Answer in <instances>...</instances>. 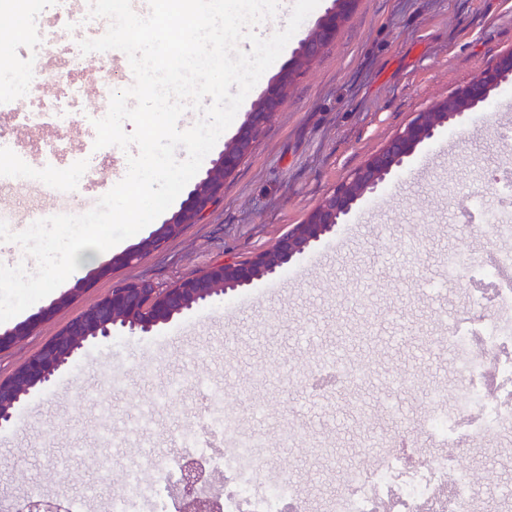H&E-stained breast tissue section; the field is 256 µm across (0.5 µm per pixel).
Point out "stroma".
<instances>
[{
  "label": "stroma",
  "instance_id": "stroma-1",
  "mask_svg": "<svg viewBox=\"0 0 512 512\" xmlns=\"http://www.w3.org/2000/svg\"><path fill=\"white\" fill-rule=\"evenodd\" d=\"M27 4L28 29L18 36L10 10H0L9 59L0 66V96L7 98L0 138L11 136L14 113L89 80L75 57L56 49L78 45L83 35L56 23L59 0ZM328 5L320 0L303 21L203 168ZM508 50L512 0H359L201 221L160 251L116 268L51 319L36 316L88 270L0 322L2 332L37 321L29 336L0 351V378L114 285L148 280L168 288L216 261H245L271 248L418 112ZM494 171L512 172V129L497 126L490 105L424 144L278 276L184 311L151 335H115L84 350L50 389L23 402L12 428L0 431V512H15L36 486L74 503L91 487L100 507L121 491L126 471L152 480L154 464L181 453V433L201 421L217 392L230 408V425L263 440L268 476L288 478L309 505L335 494L343 467L360 463L368 444L385 434L401 441L396 416L423 419L436 392H458L468 380L444 343L448 326L439 313L473 320L492 313L473 301L471 277L512 252V235L457 223L453 213L474 195L495 205L488 181ZM67 175L55 167L39 191L0 186V208L16 219L36 208L79 213L87 201L80 184L63 197L56 191ZM332 354L351 363L354 376L312 391L322 358ZM467 463L512 483V436L471 447Z\"/></svg>",
  "mask_w": 512,
  "mask_h": 512
}]
</instances>
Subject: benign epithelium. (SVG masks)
Segmentation results:
<instances>
[{
  "label": "benign epithelium",
  "instance_id": "1",
  "mask_svg": "<svg viewBox=\"0 0 512 512\" xmlns=\"http://www.w3.org/2000/svg\"><path fill=\"white\" fill-rule=\"evenodd\" d=\"M356 3L357 0H331V6L300 40L291 62L261 92L232 137L231 146L224 148L206 174L220 169L228 177L236 171L278 109L299 68L319 57L336 39ZM511 83L510 51L489 61L447 98L418 113L382 149L369 156L347 180L328 193L303 223L295 225L273 248L257 253L251 260L216 262L205 272L185 278L171 288H156L148 281L113 286L69 321L60 335L47 342V347L53 350L51 356L40 351L8 377L0 378V429L12 426L22 400L37 388L49 387L85 346L117 333L148 335L186 310L207 305L218 297L251 287L260 279L283 271L294 258L305 254L322 237L333 232L366 194L376 192L421 145L436 136L439 128L460 121L467 112L486 107L496 90ZM213 203L211 194L195 186L188 192L182 209L202 215ZM168 227L167 223L160 225L131 250L133 262L161 248L169 240ZM89 282V278L79 281L77 288L41 310L36 320L53 315L64 300L75 297ZM34 324L35 320L21 322L0 333V350L28 335ZM178 468L173 493L176 512H224L223 494L213 492V472L200 459L184 453L178 459ZM16 512H71V508L67 499L57 495H27L18 502Z\"/></svg>",
  "mask_w": 512,
  "mask_h": 512
}]
</instances>
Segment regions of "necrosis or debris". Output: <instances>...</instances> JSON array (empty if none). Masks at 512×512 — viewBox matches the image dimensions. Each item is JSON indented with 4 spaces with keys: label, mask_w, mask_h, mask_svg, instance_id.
<instances>
[{
    "label": "necrosis or debris",
    "mask_w": 512,
    "mask_h": 512,
    "mask_svg": "<svg viewBox=\"0 0 512 512\" xmlns=\"http://www.w3.org/2000/svg\"><path fill=\"white\" fill-rule=\"evenodd\" d=\"M82 96L81 84H70L50 112L32 109L26 119L40 124L50 116L62 126L91 123L96 112L74 107ZM497 275L494 268L483 272L491 284L486 294L499 317L480 323L455 321L448 327V345L469 378L447 408L427 413L420 436L412 440L414 454L427 457V464H407L402 449L381 440L363 463L345 468V489L326 500L322 512H482L487 485L466 465L463 449L512 433V289L494 288ZM207 430L212 439H224L227 449L214 452L210 442L197 441L193 429L187 436L195 441L194 453L235 485L224 499V512H285L297 497L294 486L268 479L254 450L241 454L232 448L236 428L211 423Z\"/></svg>",
    "instance_id": "1"
}]
</instances>
